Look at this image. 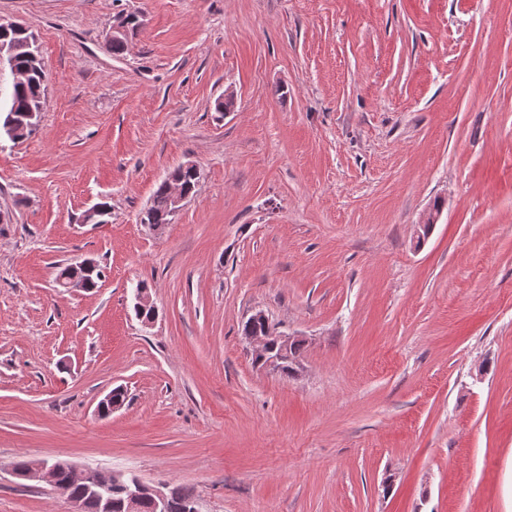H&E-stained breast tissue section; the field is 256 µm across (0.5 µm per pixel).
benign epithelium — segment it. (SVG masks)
Instances as JSON below:
<instances>
[{"label": "benign epithelium", "mask_w": 512, "mask_h": 512, "mask_svg": "<svg viewBox=\"0 0 512 512\" xmlns=\"http://www.w3.org/2000/svg\"><path fill=\"white\" fill-rule=\"evenodd\" d=\"M27 131L28 127L17 125L10 117L0 123V138L3 139L19 142L27 137ZM95 265L96 262L90 259L70 263L69 275L65 279L55 280L56 286L66 291L87 290V274ZM61 470L68 472L71 478L87 483V490L97 500L100 512H112L109 490L114 483L124 484L123 507L126 512H137L140 502L144 499L152 500L160 512H165L169 495L168 486L149 484L135 476L126 477L119 473L81 469L68 461L56 460L51 463L48 461L31 463L25 479L43 481L56 490L58 489L57 476Z\"/></svg>", "instance_id": "7a95c632"}]
</instances>
